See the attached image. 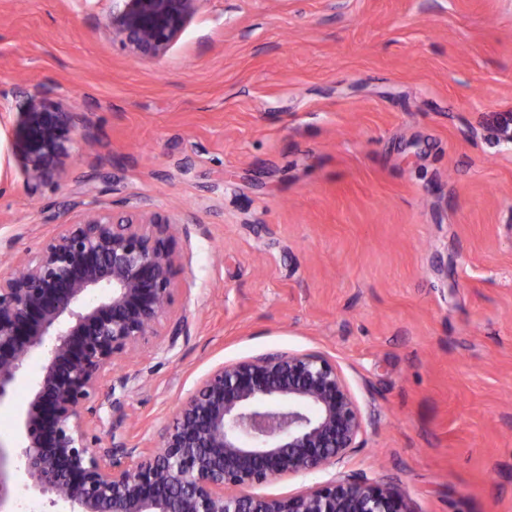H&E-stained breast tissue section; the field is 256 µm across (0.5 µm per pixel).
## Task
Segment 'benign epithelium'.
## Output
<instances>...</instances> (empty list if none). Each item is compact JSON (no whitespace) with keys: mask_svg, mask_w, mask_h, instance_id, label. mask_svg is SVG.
Wrapping results in <instances>:
<instances>
[{"mask_svg":"<svg viewBox=\"0 0 512 512\" xmlns=\"http://www.w3.org/2000/svg\"><path fill=\"white\" fill-rule=\"evenodd\" d=\"M202 0H112V36L140 60L163 58ZM13 151L27 180H48L83 136L85 117L27 96ZM168 214L83 210L0 275V404L34 354L42 364L21 409L16 459L33 494L70 512H411L393 481L340 475L289 497L248 489L341 463L361 446V409L335 362L268 352L209 372L177 408L157 448H108L89 405L128 352L161 336L174 347L186 317H171L182 255ZM0 445V512H10Z\"/></svg>","mask_w":512,"mask_h":512,"instance_id":"7a95c632","label":"benign epithelium"}]
</instances>
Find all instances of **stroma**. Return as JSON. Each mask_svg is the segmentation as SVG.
Here are the masks:
<instances>
[{
  "label": "stroma",
  "instance_id": "35a3bbf8",
  "mask_svg": "<svg viewBox=\"0 0 512 512\" xmlns=\"http://www.w3.org/2000/svg\"><path fill=\"white\" fill-rule=\"evenodd\" d=\"M112 0H0V273L82 202L178 220L188 333L115 368L103 442L160 443L214 368L281 350L340 367L361 447L412 512H512V0H203L166 56L113 39ZM85 113L28 183L24 96Z\"/></svg>",
  "mask_w": 512,
  "mask_h": 512
}]
</instances>
